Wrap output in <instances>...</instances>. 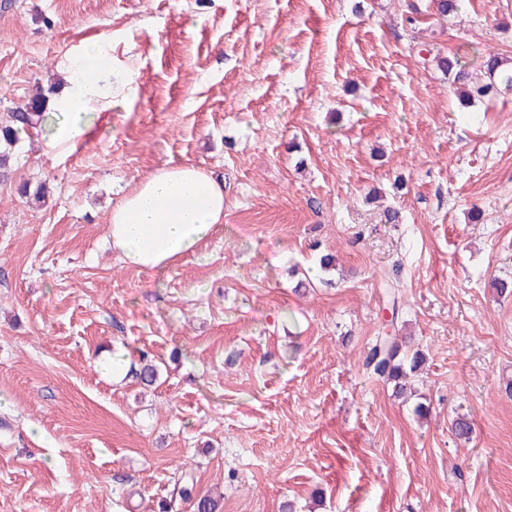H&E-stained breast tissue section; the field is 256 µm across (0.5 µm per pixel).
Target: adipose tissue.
Listing matches in <instances>:
<instances>
[{
  "label": "adipose tissue",
  "mask_w": 512,
  "mask_h": 512,
  "mask_svg": "<svg viewBox=\"0 0 512 512\" xmlns=\"http://www.w3.org/2000/svg\"><path fill=\"white\" fill-rule=\"evenodd\" d=\"M112 60L101 43L86 44L67 92L57 99L58 121L51 147L73 143L87 131L88 112L107 106L128 88L125 75L100 81ZM224 221V183L200 167L164 164L140 180L111 212L112 247L129 265L161 270L197 247Z\"/></svg>",
  "instance_id": "obj_1"
}]
</instances>
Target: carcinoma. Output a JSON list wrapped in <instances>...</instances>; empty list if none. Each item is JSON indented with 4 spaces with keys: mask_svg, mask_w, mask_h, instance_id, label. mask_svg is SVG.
I'll return each mask as SVG.
<instances>
[{
    "mask_svg": "<svg viewBox=\"0 0 512 512\" xmlns=\"http://www.w3.org/2000/svg\"><path fill=\"white\" fill-rule=\"evenodd\" d=\"M483 79L475 84L467 83V72L457 56H436V66L448 75L454 84L464 86L461 95L466 103L472 104L489 94L502 88L512 90V61L499 57L492 52L483 55ZM49 99L39 92L32 95L26 103L13 108L8 113L6 123L0 125V171L10 168L15 158V148L21 141V136L31 139L34 131L42 127L46 121ZM22 197L29 202L43 203L47 195V188L43 184L31 186L26 183L21 188ZM140 369L135 375L140 381L152 385L157 381L158 369L153 362L147 360V354L140 353ZM421 361L420 354L416 353L408 358L402 355V345L395 336H378L369 348L364 360V366L373 375L386 381L395 382L397 391L404 389L403 381L408 372L417 369Z\"/></svg>",
    "mask_w": 512,
    "mask_h": 512,
    "instance_id": "carcinoma-1",
    "label": "carcinoma"
}]
</instances>
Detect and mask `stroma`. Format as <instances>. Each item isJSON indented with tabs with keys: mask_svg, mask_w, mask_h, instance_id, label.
<instances>
[{
	"mask_svg": "<svg viewBox=\"0 0 512 512\" xmlns=\"http://www.w3.org/2000/svg\"><path fill=\"white\" fill-rule=\"evenodd\" d=\"M89 40L129 91L0 177V512H512V90L463 107L420 55L512 59V0H0V121ZM166 162L224 222L145 271L108 217ZM383 334L425 357L400 397ZM143 352L154 387L100 370ZM421 361L416 352L410 359L402 355V345L395 336H377L369 348L364 360V366L373 375L386 381H394L397 393L404 389L403 381L408 372L415 371Z\"/></svg>",
	"mask_w": 512,
	"mask_h": 512,
	"instance_id": "35a3bbf8",
	"label": "stroma"
}]
</instances>
